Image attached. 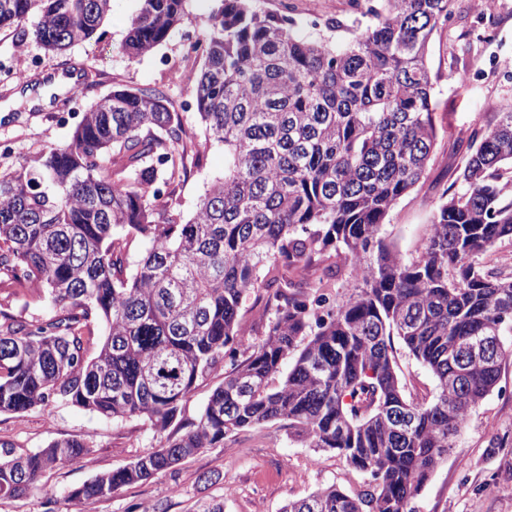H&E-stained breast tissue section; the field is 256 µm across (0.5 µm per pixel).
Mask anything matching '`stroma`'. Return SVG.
<instances>
[{"mask_svg": "<svg viewBox=\"0 0 512 512\" xmlns=\"http://www.w3.org/2000/svg\"><path fill=\"white\" fill-rule=\"evenodd\" d=\"M267 14L289 13L297 29L315 28L326 39L336 32L325 24L347 16L348 0H254ZM211 0H188L183 22L154 52L129 60L121 51L137 0H112V11L90 38L60 57L33 40L0 30V66L10 67L18 56L32 66L31 78L63 71L65 62L81 67L84 82L76 90L81 107H88L118 86H161L184 115L187 153L202 148L205 129L189 101L193 66L183 53V38L206 36ZM512 61V0H497L492 16H483L477 0H455L447 25L434 33L428 63L437 78L435 120L440 130L434 159L424 180L391 211L384 234L403 257H411L429 232V220L455 170L467 138L484 115L512 100V71L498 68ZM476 76L469 83L459 77ZM69 85L46 84L37 92L18 79H0V172L19 161L33 159L49 147L70 142L75 120L63 119L52 104ZM203 149V148H202ZM206 151V150H205ZM224 171V152L206 151L202 167L191 168L178 187L185 213H192L207 183ZM501 388L473 411L458 439L412 499L413 512H512V359L502 373ZM84 437L90 455L78 463L46 471L39 491L16 500H0V512H199L203 503L223 502L224 512H280L288 502L329 485L355 494L366 476L335 453L307 447L289 438L286 429L272 423L225 438L223 446L206 448L175 469L125 486L111 497L94 502L70 500V491L97 474L125 466L165 437L139 418L109 420L82 408L53 402L18 418L0 414V442L15 454L31 453L57 438ZM507 438L506 447H493L495 438Z\"/></svg>", "mask_w": 512, "mask_h": 512, "instance_id": "stroma-1", "label": "stroma"}]
</instances>
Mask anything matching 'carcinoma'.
Returning a JSON list of instances; mask_svg holds the SVG:
<instances>
[{"label":"carcinoma","mask_w":512,"mask_h":512,"mask_svg":"<svg viewBox=\"0 0 512 512\" xmlns=\"http://www.w3.org/2000/svg\"><path fill=\"white\" fill-rule=\"evenodd\" d=\"M186 2L138 0L123 53L136 60L169 40ZM212 2L189 94L205 148L224 149V176L191 215L175 183L205 153L188 159L183 115L155 86L113 89L69 143L0 173V287L29 286L54 308L36 321L0 308V413L64 402L167 434L166 453L73 488L80 502L280 423L368 476L355 495L331 485L283 512H410L512 358L501 340L512 275L483 262L512 240V103L471 132L430 234L403 258L382 228L433 160L428 46L454 0H352L351 24L336 22L349 37L334 44L253 0ZM111 9L0 0V29L62 53ZM331 281L352 292L321 314L308 288ZM253 294L271 313L262 339L240 321ZM475 336L499 337L495 360L466 352ZM396 339L432 374V396L407 392ZM240 348L247 357L186 417L188 395ZM90 448L63 438L0 458V498L28 494Z\"/></svg>","instance_id":"1"}]
</instances>
